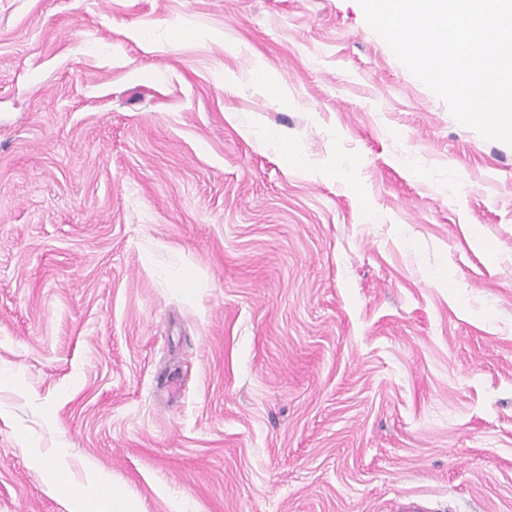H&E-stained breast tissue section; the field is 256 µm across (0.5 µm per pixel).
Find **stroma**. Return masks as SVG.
<instances>
[{"mask_svg":"<svg viewBox=\"0 0 512 512\" xmlns=\"http://www.w3.org/2000/svg\"><path fill=\"white\" fill-rule=\"evenodd\" d=\"M94 469L139 512H512V146L358 0H0V512ZM261 145L284 159L289 164H300L304 161L302 150L297 142L288 139L282 132L266 129L260 136Z\"/></svg>","mask_w":512,"mask_h":512,"instance_id":"obj_1","label":"stroma"}]
</instances>
